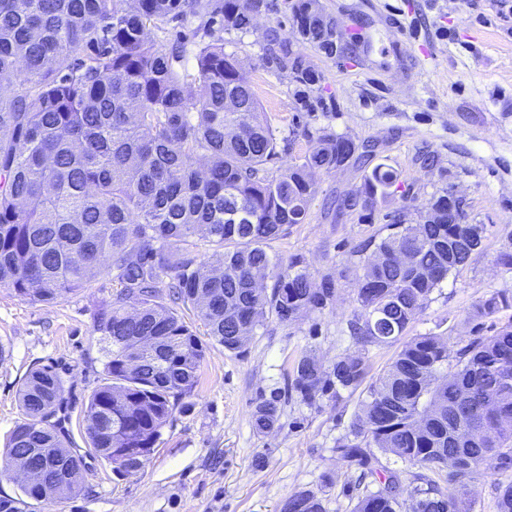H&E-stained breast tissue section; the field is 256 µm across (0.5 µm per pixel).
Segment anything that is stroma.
<instances>
[{
	"mask_svg": "<svg viewBox=\"0 0 512 512\" xmlns=\"http://www.w3.org/2000/svg\"><path fill=\"white\" fill-rule=\"evenodd\" d=\"M342 24H362L364 50L354 60L329 58L297 44L324 77L332 111L298 112L286 75L267 66L263 35L288 34L287 0L270 7L246 34L224 37V50L245 62L244 75L271 124L297 129L296 152L307 132L321 128L374 145L371 158L316 173L318 192L305 223L270 244L280 259L303 256L313 280L332 275V305L284 326L267 320L240 354L208 345L199 383L162 430L156 450L138 472L120 476L87 452L83 414L103 377L95 327L100 302L118 284L97 277L91 288L54 303H33L0 285V496H19L22 479L7 466L8 437L23 414L17 392L30 370L49 367L64 380L68 445L83 455L85 487L76 497L38 503L33 512H279L291 494L310 490L326 512H352L364 489L397 473L410 483L413 467L378 454L379 476L357 484L358 472L337 454L362 391L324 395L309 404L288 392L293 366L304 353L323 365L357 351L376 377L397 345L358 348L349 333L360 244L381 236L386 213L420 210L442 188L466 198L468 221L485 227L481 248L460 272L433 291L406 338L436 334L457 349L478 336L476 305L495 293L512 296V270L498 257L512 251V0H321ZM379 164L398 180L374 209L345 211L332 220L327 206L357 189ZM276 400L277 427L258 432L256 404Z\"/></svg>",
	"mask_w": 512,
	"mask_h": 512,
	"instance_id": "stroma-1",
	"label": "stroma"
}]
</instances>
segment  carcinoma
<instances>
[{
    "label": "carcinoma",
    "mask_w": 512,
    "mask_h": 512,
    "mask_svg": "<svg viewBox=\"0 0 512 512\" xmlns=\"http://www.w3.org/2000/svg\"><path fill=\"white\" fill-rule=\"evenodd\" d=\"M290 4L291 37L269 30L265 60L288 74L301 112L328 111L322 75L293 42L336 56V19ZM267 0H0V284L32 302L53 303L92 287L104 271L119 289L96 311L104 344L103 383L85 410L89 450L119 473L139 471L183 399L199 383L206 345L176 306L192 308L206 335L240 354L267 319L288 326L333 303L336 280L316 284L304 259L288 262L269 243L308 218L314 173L361 160L367 146L322 131L304 155L297 132L270 124L243 75L224 52V34L248 32ZM192 35L162 43L170 25ZM396 172L374 167L336 208L371 209L389 195ZM445 187L429 204L434 224H411L400 208L387 234L365 248L355 314L356 344L398 341L430 295L480 249L484 226L466 209L445 208ZM214 261L198 258L199 245ZM272 279L260 287L257 274ZM512 299L492 295L488 317ZM138 358L137 369L127 360ZM362 354L330 366L305 353L292 390L307 403L363 385ZM24 419L9 435L8 459L53 477L0 497V512L77 496L83 456L67 448L64 383L50 369L28 373L18 390ZM255 429L276 427L279 411L262 401ZM393 454L444 478L443 489L413 474L412 512H472L468 481L481 468L512 470V322L449 350L442 336L403 343L367 387L350 435L336 452L359 479L377 474L369 449ZM400 476L357 497L354 512H401ZM498 512H512V479L497 488ZM280 512H325L321 497L299 491Z\"/></svg>",
    "instance_id": "cac0c4a2"
}]
</instances>
